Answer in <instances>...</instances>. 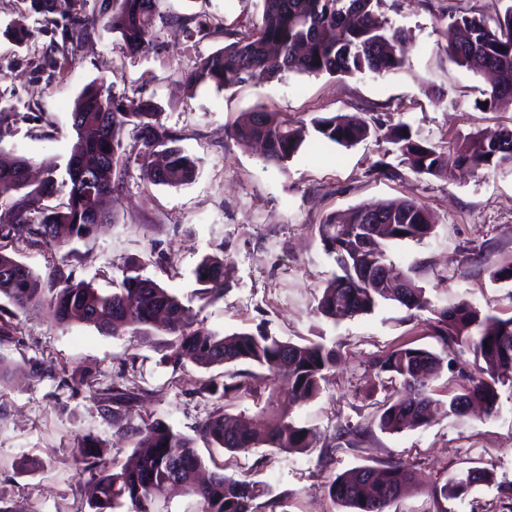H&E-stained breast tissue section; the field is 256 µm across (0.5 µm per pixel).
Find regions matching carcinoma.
Masks as SVG:
<instances>
[{"label":"carcinoma","mask_w":512,"mask_h":512,"mask_svg":"<svg viewBox=\"0 0 512 512\" xmlns=\"http://www.w3.org/2000/svg\"><path fill=\"white\" fill-rule=\"evenodd\" d=\"M28 13L47 19L53 0H20ZM75 13L62 27V44L57 53L66 59L75 43L89 34L97 19L118 34L129 57H145L156 51L160 29L170 17L158 10V0H109L99 6L98 16H87L88 0H73ZM382 0H262L259 27L220 50L201 59L184 73L190 90L212 86L228 90L251 80L259 81L285 73L329 76H385L400 70L405 57L401 31L379 13ZM187 37L210 34L221 25L199 15L178 19ZM443 34L448 58L475 73H491L494 84L485 101L492 107L512 96V4L494 17L465 12L450 17ZM133 126L135 141L146 149L165 147L160 165L142 162L140 179L149 185L179 186L192 180L193 159L168 146L173 133L160 121V112L150 101L118 95L104 83L88 86L79 95L72 112L77 140L65 164L18 156L0 146V203L10 204L11 222L0 224V240L26 234L45 244L65 237L87 239L98 225L108 221L101 210L103 197L119 189L129 173L130 156L124 136ZM315 133L342 146H352L378 130L367 121L337 114L312 121ZM243 140L264 146L263 162L285 173L288 161L300 149L302 129L294 128L276 112L263 108L246 113L233 129ZM405 162L419 174H436L448 167L444 153L409 132L403 125L390 133ZM456 162L471 170L512 165V127L499 126L479 132L458 149ZM58 193L66 200L57 206L44 200ZM369 212L385 225L373 233L364 226ZM431 216L420 203L396 199L355 208L345 218L330 217L319 225L325 251L334 257L341 274L334 276L318 299L316 314L333 322L372 312L381 302L395 300L408 310L430 311V327L450 355L448 367H456L463 381L460 391L448 399L445 412L460 416L477 401L486 414H498V385L501 372L512 371V317L502 319L470 303L436 310L425 288L412 276H401V287H389L383 278L360 280L361 273L388 266L386 242L422 241L433 232ZM224 257L207 255L197 264L194 276L201 298L221 296L226 286ZM40 277L26 263L0 250V295L18 310L46 303L55 323H73L95 328L103 335L135 334L154 328L174 337L169 359L178 365L185 360L209 369L224 364L247 362L266 369L276 393L306 402L320 394L325 371L337 362L336 351L320 342L305 345L283 342L267 333L235 332L220 335L183 319L181 300L155 281L131 268L113 282L112 292L102 294L90 284L66 278L48 299L41 297ZM467 347L474 367L457 361L456 350ZM443 358L421 348H396L376 361L383 373L398 380L400 389L382 405L377 426L383 432H400L409 425L426 422L439 404L431 395V381L440 372ZM248 382L206 380L201 390L222 400L239 397ZM112 425L122 434L136 438L131 458L108 462L98 440L87 437L76 448L82 472L95 482L91 512H157L160 499L191 496L197 512H253V502L265 489L256 482L214 472L208 481L191 484L190 472L200 468L194 439L162 420L140 426L122 423L119 410H112ZM197 435L214 448L248 452L266 445L280 452H307L322 440L320 432L297 424L273 409L254 418L230 417L216 412L196 429ZM484 474L473 468L466 478L451 479L433 489L434 496L457 499ZM412 480V472L401 463L386 461L378 467L359 466L327 482L329 496L346 512H386Z\"/></svg>","instance_id":"1"}]
</instances>
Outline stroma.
I'll return each mask as SVG.
<instances>
[{
  "instance_id": "35a3bbf8",
  "label": "stroma",
  "mask_w": 512,
  "mask_h": 512,
  "mask_svg": "<svg viewBox=\"0 0 512 512\" xmlns=\"http://www.w3.org/2000/svg\"><path fill=\"white\" fill-rule=\"evenodd\" d=\"M506 0H383L381 11L408 36L406 63L384 77L285 74L226 91H189L183 74L206 57L260 25L262 0H162L172 16L162 28L156 53L130 58L120 37L97 25L62 72L39 71L54 52L53 36L39 32L18 0H0V97L12 101L19 118L1 143L17 153L65 162L76 140L71 112L82 89L112 84L116 93L152 101L176 145L196 161L197 176L179 187L154 186L140 178L142 146L133 154L122 189L105 203L108 223L91 239L48 246L19 237L5 251L29 265L51 288L66 277L84 280L100 292L112 290L121 269L132 265L171 293L187 319L220 334L270 330L295 344L321 341L339 354L322 391L289 405L271 399L261 368L239 362L204 369L186 361L172 365L170 336L149 329L107 336L94 328L55 325L46 306L15 311L0 298V318L18 331L0 339V504L14 512H89L93 484L76 464L82 438L96 437L107 460L125 462L134 443L103 419L98 395L112 385L132 391L121 407L130 425L161 419L192 435L217 409L231 416L255 415L269 405L289 409L300 424L333 437L373 419L394 385L380 375L376 358L398 347L441 353L426 313L395 301L371 313L332 323L315 313L338 267L321 242L318 226L329 217L394 199L425 205L435 228L422 242H393L388 256L396 269L413 271L433 307L467 302L503 318L512 317V282H494V269L512 264V168L418 174L394 150L388 134L397 126L428 139L455 158L464 137L512 123V102L481 108L491 79L451 62L442 36L449 17L461 12L487 16ZM199 12L221 23L222 31L187 38L178 20ZM33 33L30 46L14 45L6 28ZM264 108L298 126L337 114L378 118L380 130L344 147L306 137L287 172L265 166L257 146L236 139L243 113ZM42 113L41 122L28 112ZM486 244L484 261L467 259V248ZM207 255L229 263L222 298L199 299L193 271ZM41 377H33L32 364ZM88 371L87 384L68 379L75 368ZM241 373L252 395L217 401L200 387L209 377ZM501 412L487 418L482 408L462 417L435 413L422 426L398 433L374 431L357 447L279 453L259 446L246 453L195 449L206 471L247 478L267 486L254 512H344L327 490L330 477L386 460L407 465L414 484L389 512H512L505 492L512 488V388L499 390ZM33 458L37 469L22 468ZM473 467L490 476L458 499H434L433 486L463 477Z\"/></svg>"
}]
</instances>
